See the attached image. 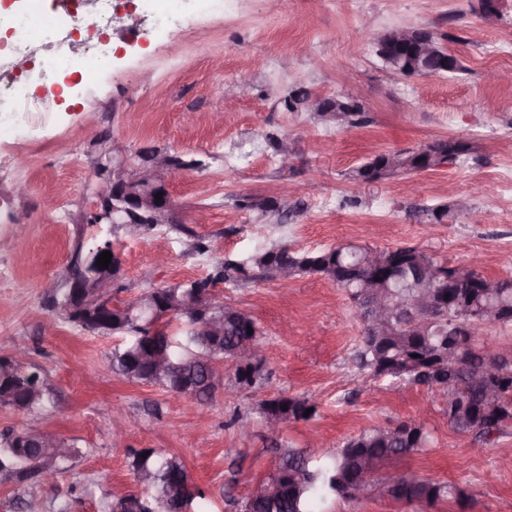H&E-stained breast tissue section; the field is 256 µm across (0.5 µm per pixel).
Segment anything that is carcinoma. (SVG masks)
<instances>
[{
    "mask_svg": "<svg viewBox=\"0 0 512 512\" xmlns=\"http://www.w3.org/2000/svg\"><path fill=\"white\" fill-rule=\"evenodd\" d=\"M414 42H394L386 39L381 45L407 61L411 60L418 43L433 46L430 62L446 66L447 73L460 70L458 59L451 53L441 58L445 50L441 38L432 32L419 29ZM285 105L290 111L301 106L313 107L310 93L296 89ZM343 112L347 121H336L344 127L358 123L362 107L354 98L343 99ZM427 151L408 157L405 170L420 172L435 170L437 155L456 160L468 151V146L455 138L437 139L426 143ZM391 156L389 152L375 155L356 170V176L369 180L379 177V170ZM389 258L388 264L373 268L365 261V247L351 244L342 249L328 248L318 252L296 250L288 244L274 245L252 255L245 262L231 259L220 260L212 266V272L203 277L162 288L150 289L122 308L107 310L97 302L94 289H75L89 280V273L97 263L92 250L78 247L71 257L68 270L58 283L52 296V307L66 322L76 324L71 313L75 292L83 298L87 320L79 325L90 332L97 331L94 321L102 318L110 323V334L121 337L111 353L112 371L129 381L150 384L167 391L185 390L184 396L195 401L209 400L214 390L207 384L213 363L224 361L235 366V384L249 389L261 377L262 367L242 369L235 365L236 354L241 349L259 343L261 330L253 314H240L228 304H218L212 298L216 284H233L252 265L265 274L278 277L279 269L286 266L292 278L318 276L344 290L356 312L366 304L361 286L364 281L379 278L387 295L401 308L413 313L415 299L421 289L430 285L426 271L445 265L432 254L418 252L410 245H398L380 250ZM448 291L464 304L467 314L458 317L436 318L430 322L421 336L414 335L401 319L389 330L387 336H373L362 328L356 358L359 366L374 377L392 381L427 385L438 388L448 396V423L462 434H470L479 442H491L512 430V344L498 345L508 352V367L501 375L487 378L483 375L484 350L495 343L479 341L483 329L479 314L488 306L512 311V276L490 277L475 269H457L456 279ZM187 300H195L212 313L224 319L220 336L212 335L205 322L189 319L180 311ZM167 315L179 325L169 331L163 343L166 355V371L159 375L150 366L149 356L157 344L149 335L150 319ZM252 332H247V328ZM448 340V361L438 362L436 355L441 340ZM495 387L498 399H486L487 391ZM52 387L43 374L23 365L16 357L0 354V408L22 411L41 416L51 404ZM316 409L306 398L278 395L266 400L260 407V415L276 413L283 423L307 420L305 412ZM38 435L20 443L13 434L0 437V483L15 482V473L32 470L42 480L61 474L70 462L80 454L73 443L61 440L67 448L64 457H52L47 449L39 447ZM430 442L425 427L386 435L383 428L374 426L347 438L331 455L313 453L308 448H290L280 457L274 470L263 480L260 487L242 504L241 512H318L317 505L330 496L350 500L362 491L358 486L364 461L368 460L379 469L407 454L417 453ZM130 468L139 486V495L118 497L117 512H129V505L142 499L147 512H174L180 506L183 512H203L201 502L204 491L196 486L184 460L176 454H168L154 448H142L132 453ZM196 487V494L185 501L179 491L186 485ZM384 490L395 500L409 504L450 498L461 500L466 493L460 487L448 483H434L428 479L400 478L396 486L387 485Z\"/></svg>",
    "mask_w": 512,
    "mask_h": 512,
    "instance_id": "cac0c4a2",
    "label": "carcinoma"
}]
</instances>
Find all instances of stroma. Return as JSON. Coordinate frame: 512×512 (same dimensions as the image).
Returning <instances> with one entry per match:
<instances>
[{
  "label": "stroma",
  "mask_w": 512,
  "mask_h": 512,
  "mask_svg": "<svg viewBox=\"0 0 512 512\" xmlns=\"http://www.w3.org/2000/svg\"><path fill=\"white\" fill-rule=\"evenodd\" d=\"M485 24L476 0H225L224 13L172 36L149 35L138 0H116L107 34L86 33L117 48L92 82L69 97L31 84L12 59L52 56L20 26L0 31V82L18 91L16 121L41 130L31 142L0 139V354L16 352L53 385L46 416L0 409V434L22 427L73 441L81 453L65 473L26 490L0 484V512H24L33 494L44 512H111L108 490L136 491L131 451L180 455L205 490V512H239L272 472L283 448L318 435L335 451L372 426L415 419L431 433L427 451L391 464V477L452 483L465 500L408 504L372 487L354 500L328 499L325 512H512V433L485 446L448 424V398L405 382L376 379L354 353L360 323L345 293L303 276L289 288L273 279L218 284L216 302L251 311L262 331L264 378L238 391L225 369L224 391L206 407L112 372L119 339L75 328L50 306L46 281L61 276L75 249L112 241L123 273L113 299L130 301L153 288L199 278L223 258L244 260L279 243L317 251L354 243L414 245L462 269L487 276L512 272V0ZM422 27L443 37L460 61L452 75L395 78L375 53L381 35ZM323 98L359 99L363 124L339 128L306 108L288 111L296 89ZM457 138L460 162L376 183L354 174L374 155ZM293 155L281 166L273 143ZM153 146L186 160L164 179L175 221L138 238L112 224H88L94 166L101 153L133 157ZM25 193H16L17 185ZM469 198L471 210L433 223L428 210ZM254 208L242 207V200ZM275 210L262 211V202ZM210 250L189 253V235ZM167 257L155 262L156 254ZM308 398L309 421L269 433L255 425L240 436L239 413L258 416L278 394ZM128 415L121 445L109 430L116 410Z\"/></svg>",
  "instance_id": "35a3bbf8"
}]
</instances>
